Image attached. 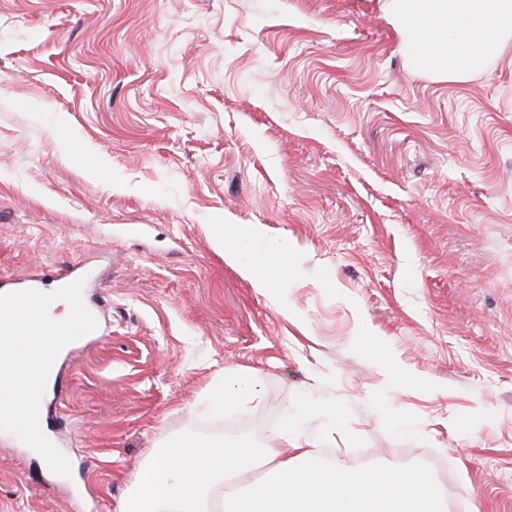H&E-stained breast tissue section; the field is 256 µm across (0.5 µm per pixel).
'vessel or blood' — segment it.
<instances>
[{"label": "vessel or blood", "instance_id": "b4317fda", "mask_svg": "<svg viewBox=\"0 0 512 512\" xmlns=\"http://www.w3.org/2000/svg\"><path fill=\"white\" fill-rule=\"evenodd\" d=\"M88 277L70 275L58 280L61 288L70 289L75 300V319L53 326L44 325L39 308L44 300L45 277L34 273L0 283V336H13L22 327L38 329L42 340L31 344L23 356L9 348H0V383L11 381L14 370H23L32 385H39L49 371L59 350L72 346L75 337L98 342L103 340L99 319L86 303L83 289Z\"/></svg>", "mask_w": 512, "mask_h": 512}]
</instances>
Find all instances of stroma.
<instances>
[{
  "instance_id": "35a3bbf8",
  "label": "stroma",
  "mask_w": 512,
  "mask_h": 512,
  "mask_svg": "<svg viewBox=\"0 0 512 512\" xmlns=\"http://www.w3.org/2000/svg\"><path fill=\"white\" fill-rule=\"evenodd\" d=\"M402 42L379 0H0V276L87 263L108 331L57 360L65 470L0 429V512H121L164 446L326 409L347 461L512 512V49L457 83ZM227 369L264 403L209 417ZM241 272L246 278L252 281L256 288H259L264 292H267L270 290V288H273V286L281 278V270L278 268H270V272L265 274L257 267L250 265L242 266Z\"/></svg>"
}]
</instances>
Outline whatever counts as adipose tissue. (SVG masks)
I'll return each mask as SVG.
<instances>
[{"label": "adipose tissue", "instance_id": "obj_1", "mask_svg": "<svg viewBox=\"0 0 512 512\" xmlns=\"http://www.w3.org/2000/svg\"><path fill=\"white\" fill-rule=\"evenodd\" d=\"M407 55L428 50L437 78L465 80L486 58L512 47V0H382ZM13 412L9 430H32L34 407L23 377L0 385ZM262 403L255 374L228 369L206 411ZM291 453L240 441L178 442L154 452L122 512H447L448 499L424 468L354 467L317 461L304 434L280 430Z\"/></svg>", "mask_w": 512, "mask_h": 512}]
</instances>
